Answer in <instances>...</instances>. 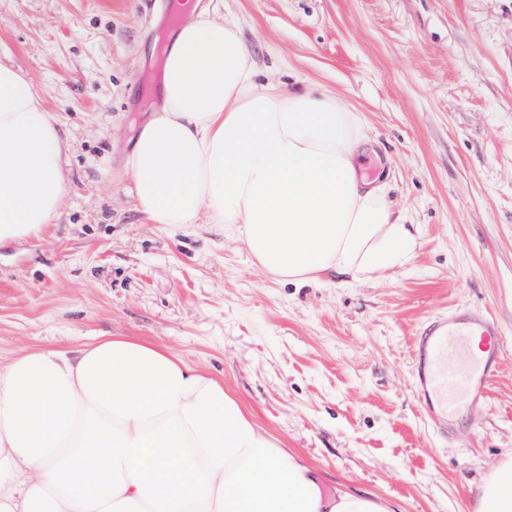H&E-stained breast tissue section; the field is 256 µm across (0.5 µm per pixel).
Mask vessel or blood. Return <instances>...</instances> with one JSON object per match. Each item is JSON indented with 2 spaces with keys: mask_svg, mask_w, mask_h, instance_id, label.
<instances>
[{
  "mask_svg": "<svg viewBox=\"0 0 512 512\" xmlns=\"http://www.w3.org/2000/svg\"><path fill=\"white\" fill-rule=\"evenodd\" d=\"M459 365L449 369V357ZM501 357L498 326L484 312L466 310L427 327L416 339V391L422 413L448 436L462 406L480 404Z\"/></svg>",
  "mask_w": 512,
  "mask_h": 512,
  "instance_id": "1",
  "label": "vessel or blood"
}]
</instances>
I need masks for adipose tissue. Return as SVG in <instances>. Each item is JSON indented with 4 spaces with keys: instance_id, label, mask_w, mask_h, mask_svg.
Masks as SVG:
<instances>
[{
    "instance_id": "1",
    "label": "adipose tissue",
    "mask_w": 512,
    "mask_h": 512,
    "mask_svg": "<svg viewBox=\"0 0 512 512\" xmlns=\"http://www.w3.org/2000/svg\"><path fill=\"white\" fill-rule=\"evenodd\" d=\"M162 105L124 163L154 224H220L288 282L402 265L418 229L366 187L362 113L326 92L260 84L238 24L190 13L163 52ZM69 188L55 113L0 59V245L44 233ZM512 512V458L476 489ZM0 512H396L284 448L223 382L168 349L103 336L0 364Z\"/></svg>"
}]
</instances>
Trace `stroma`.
Here are the masks:
<instances>
[{
	"label": "stroma",
	"mask_w": 512,
	"mask_h": 512,
	"mask_svg": "<svg viewBox=\"0 0 512 512\" xmlns=\"http://www.w3.org/2000/svg\"><path fill=\"white\" fill-rule=\"evenodd\" d=\"M238 23L261 81L363 112L367 174L418 224L381 276L273 279L209 224H148L124 193L139 78L169 0H0V57L57 113L70 186L40 237L0 247V362L99 336L168 348L223 380L257 424L402 512H475L512 456V0H197ZM505 349L485 400L439 436L414 343L460 308Z\"/></svg>",
	"instance_id": "1"
}]
</instances>
